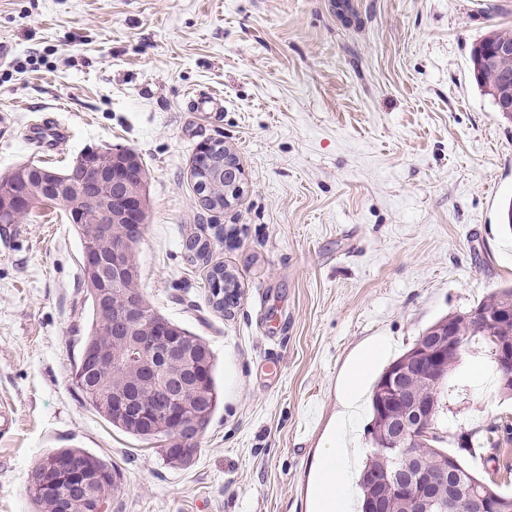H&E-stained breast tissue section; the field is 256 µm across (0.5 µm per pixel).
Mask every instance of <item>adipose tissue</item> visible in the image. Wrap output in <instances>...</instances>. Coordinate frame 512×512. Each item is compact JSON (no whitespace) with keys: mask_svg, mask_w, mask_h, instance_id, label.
<instances>
[{"mask_svg":"<svg viewBox=\"0 0 512 512\" xmlns=\"http://www.w3.org/2000/svg\"><path fill=\"white\" fill-rule=\"evenodd\" d=\"M384 355L382 344L371 343L354 355L342 380L341 406L336 415V437L321 450V463L314 472L315 512H344V493L352 465L344 437L351 429L355 410L366 390L374 364Z\"/></svg>","mask_w":512,"mask_h":512,"instance_id":"adipose-tissue-1","label":"adipose tissue"}]
</instances>
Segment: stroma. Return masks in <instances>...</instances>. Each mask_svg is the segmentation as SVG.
<instances>
[{
	"instance_id": "1",
	"label": "stroma",
	"mask_w": 512,
	"mask_h": 512,
	"mask_svg": "<svg viewBox=\"0 0 512 512\" xmlns=\"http://www.w3.org/2000/svg\"><path fill=\"white\" fill-rule=\"evenodd\" d=\"M0 0V175L42 160L29 132L68 137L52 168L90 148H131L146 170L137 286L216 356L218 408L189 463L87 404L72 371L91 309L81 241L61 205L0 224V512H33L28 474L56 448L116 462L112 512H309L338 381L362 346L391 358L435 321L512 285V121L475 82L470 54L512 31V0ZM220 92L224 109L190 111ZM243 170L221 211L193 189L199 145ZM240 285L214 309L187 237ZM442 447L474 436L465 467L512 494V421L483 355L462 350Z\"/></svg>"
}]
</instances>
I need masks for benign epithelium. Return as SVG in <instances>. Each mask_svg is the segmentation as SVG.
<instances>
[{
	"instance_id": "benign-epithelium-1",
	"label": "benign epithelium",
	"mask_w": 512,
	"mask_h": 512,
	"mask_svg": "<svg viewBox=\"0 0 512 512\" xmlns=\"http://www.w3.org/2000/svg\"><path fill=\"white\" fill-rule=\"evenodd\" d=\"M483 65L497 70L499 84L512 87V40L496 42L480 52ZM224 175V202L232 203L233 197L243 191L242 169L233 163V153L226 151L220 161ZM142 177L129 158L114 159L112 167L105 169L83 153L71 173L59 175L29 165L27 175L0 191V224L13 223L14 217L30 210L36 201L52 198L59 201L66 190L73 189L84 199L92 212L83 209L72 212L75 224H86L91 215H96V235L102 241L98 246L85 249L83 263L87 272L100 287L96 296L99 306L111 309L112 335L124 338L128 350L112 352V366L155 371L154 362L168 363L177 360L183 363L191 350L182 338L167 334L166 325L157 322L145 335L138 334L143 323L144 306L141 298L126 295L116 304H111L112 291L119 290L127 273L126 259L138 231L147 223V212L141 196L132 192V180ZM126 224L131 231L115 238L109 225ZM479 326L502 325L512 322V305L503 304L490 309H477L471 313ZM461 345L460 336L449 324L433 327L428 335L417 342L416 347L403 359L392 363L383 374L375 395L376 425L372 428L373 445L379 448H400L403 459L400 466L391 472L375 471L369 476L371 488L380 485L389 487L409 505V512H421L429 501L431 490L448 479V460L432 468L422 462L419 449L428 445L436 435L432 419L441 408L440 390L448 381V352ZM496 356L502 369V385L512 387V341L499 342ZM104 351L93 345L85 347L82 365L85 374H90L102 365ZM426 380L432 393L418 398L410 388L409 381ZM188 384L180 374L171 375L153 393V405H148L138 386L121 390L112 395V409L133 419H140L145 410L151 408L163 414L170 424L171 436L165 451L175 455L190 451L201 430L204 413L186 401ZM47 469L54 470L64 478L83 486L79 478V466L67 459H53ZM506 506L496 498L483 495L478 499L467 497L459 512H503Z\"/></svg>"
}]
</instances>
